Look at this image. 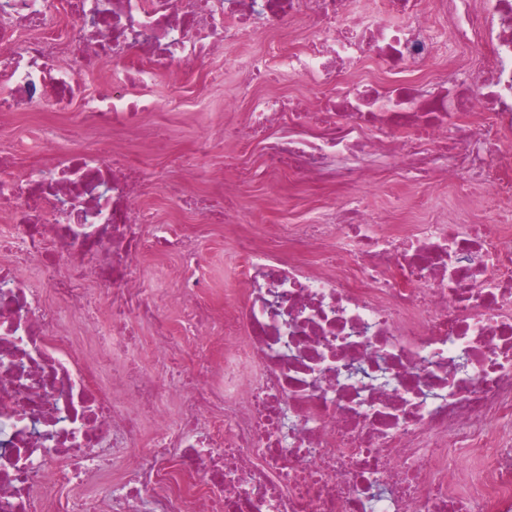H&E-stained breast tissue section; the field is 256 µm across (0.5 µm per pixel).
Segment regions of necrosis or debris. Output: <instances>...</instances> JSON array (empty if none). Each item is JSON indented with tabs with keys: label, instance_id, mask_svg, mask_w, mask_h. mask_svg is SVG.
Here are the masks:
<instances>
[{
	"label": "necrosis or debris",
	"instance_id": "necrosis-or-debris-1",
	"mask_svg": "<svg viewBox=\"0 0 512 512\" xmlns=\"http://www.w3.org/2000/svg\"><path fill=\"white\" fill-rule=\"evenodd\" d=\"M65 3L68 22L58 26ZM0 0V122L79 102L82 126L138 132L161 70L208 69L260 32L304 31L236 58L250 81L311 79L255 100L232 138L267 167L343 194L332 223L254 231L193 197L240 264L216 307L191 234L137 201L142 161L86 141L52 167L0 152V512H512V0ZM486 48L477 82L460 62ZM440 58L448 66L431 72ZM91 64L107 91L82 96ZM392 158L422 188L476 192L479 224H394L361 192ZM180 285H146V254ZM37 270L38 285L27 272ZM105 302L91 351L61 315ZM186 318L174 333L167 307ZM148 327L154 368L103 369ZM152 452L133 454L143 440ZM110 499L57 493L106 472Z\"/></svg>",
	"mask_w": 512,
	"mask_h": 512
}]
</instances>
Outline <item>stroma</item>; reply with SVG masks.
Listing matches in <instances>:
<instances>
[{
    "label": "stroma",
    "mask_w": 512,
    "mask_h": 512,
    "mask_svg": "<svg viewBox=\"0 0 512 512\" xmlns=\"http://www.w3.org/2000/svg\"><path fill=\"white\" fill-rule=\"evenodd\" d=\"M214 64L224 71V81L218 85L204 81L186 83L175 70L160 74L152 94L162 110L147 120L149 139L130 141L128 149L144 160L145 190L138 201L139 207L149 211L158 223L191 227L206 258L203 271L220 288L231 278L237 260L220 229L207 224L204 215L183 210L170 198L164 184L156 180V171L167 167L169 157H191L199 138L210 135V153L205 163L195 168L192 177H185L179 169L172 171L173 178L184 179L187 191L210 197L217 196L224 182L235 178L241 168L255 169V177L244 181L238 194L224 201L230 213L244 216L250 229L258 224H307L317 214L340 205L341 200L333 195L311 194L295 184L287 171L265 170L260 151L241 157L219 138L220 130L244 121L253 97L261 94L304 97L313 91L310 81L284 76L274 86L260 89L239 73L231 56L216 58ZM173 98L181 99L183 108L166 111L167 102ZM68 122V116L61 112L20 113L9 124L0 126V150L11 152L24 163L51 165L52 151L32 154L28 146L44 128L66 129ZM152 139L166 143L168 157L150 153L148 142ZM423 195L427 196L428 203L421 207L416 200ZM364 207L375 214L391 213L398 224H442L447 222L450 213L456 212L447 184L439 183L426 190L404 184L395 174L390 175L388 185L381 191L365 196Z\"/></svg>",
    "instance_id": "obj_1"
}]
</instances>
